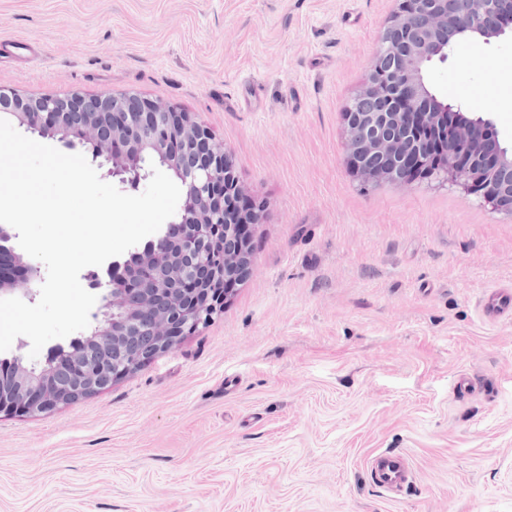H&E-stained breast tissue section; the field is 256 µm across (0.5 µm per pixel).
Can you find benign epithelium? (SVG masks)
<instances>
[{"label":"benign epithelium","instance_id":"1","mask_svg":"<svg viewBox=\"0 0 512 512\" xmlns=\"http://www.w3.org/2000/svg\"><path fill=\"white\" fill-rule=\"evenodd\" d=\"M451 0H398L380 36L367 81L342 113L351 173L367 185L446 181L512 217V148L494 123L439 101L427 82L433 60L444 62L461 30L487 42L512 25V0H466L467 21L451 22ZM398 87L392 108L362 112ZM0 112L30 132L46 129L66 143L93 147L121 184L146 176L149 156L181 182L185 202L163 235L114 261L102 294V319L45 360L21 358L0 371V414L39 416L109 388L212 319L249 275L251 228L260 210L248 197L213 134L190 114L135 93L21 97L0 90ZM0 227V297L35 300L44 278L9 245Z\"/></svg>","mask_w":512,"mask_h":512}]
</instances>
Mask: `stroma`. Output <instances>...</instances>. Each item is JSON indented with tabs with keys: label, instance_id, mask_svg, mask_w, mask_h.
Returning <instances> with one entry per match:
<instances>
[{
	"label": "stroma",
	"instance_id": "obj_1",
	"mask_svg": "<svg viewBox=\"0 0 512 512\" xmlns=\"http://www.w3.org/2000/svg\"><path fill=\"white\" fill-rule=\"evenodd\" d=\"M397 0H0V88L189 113L260 205L211 323L98 394L0 414V512H512V217L448 183L360 182L342 114ZM512 147V34L433 61ZM487 380L467 400L456 375ZM403 453L389 497L368 460ZM483 317L491 322L512 318V286L490 288L480 302Z\"/></svg>",
	"mask_w": 512,
	"mask_h": 512
}]
</instances>
